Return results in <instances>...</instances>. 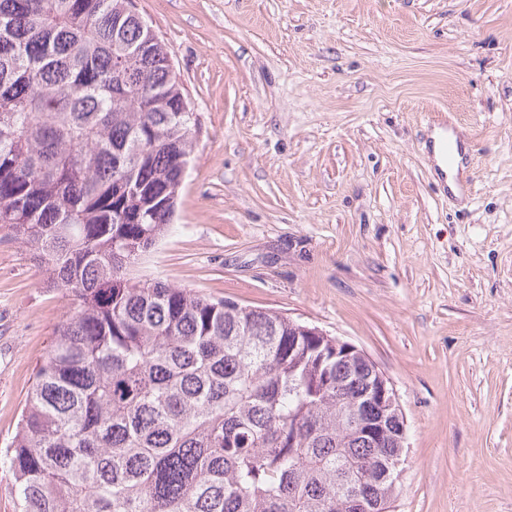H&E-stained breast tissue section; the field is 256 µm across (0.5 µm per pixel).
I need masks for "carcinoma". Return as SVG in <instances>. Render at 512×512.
I'll use <instances>...</instances> for the list:
<instances>
[{
  "label": "carcinoma",
  "instance_id": "carcinoma-1",
  "mask_svg": "<svg viewBox=\"0 0 512 512\" xmlns=\"http://www.w3.org/2000/svg\"><path fill=\"white\" fill-rule=\"evenodd\" d=\"M168 54L125 0H0V230L72 306L0 449L18 512H390L405 435L350 427L363 352L133 275L198 134Z\"/></svg>",
  "mask_w": 512,
  "mask_h": 512
}]
</instances>
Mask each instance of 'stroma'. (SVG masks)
<instances>
[{"mask_svg": "<svg viewBox=\"0 0 512 512\" xmlns=\"http://www.w3.org/2000/svg\"><path fill=\"white\" fill-rule=\"evenodd\" d=\"M136 4L201 123L141 273L363 350L406 425L394 512H512V0ZM69 311L0 231V448Z\"/></svg>", "mask_w": 512, "mask_h": 512, "instance_id": "obj_1", "label": "stroma"}]
</instances>
